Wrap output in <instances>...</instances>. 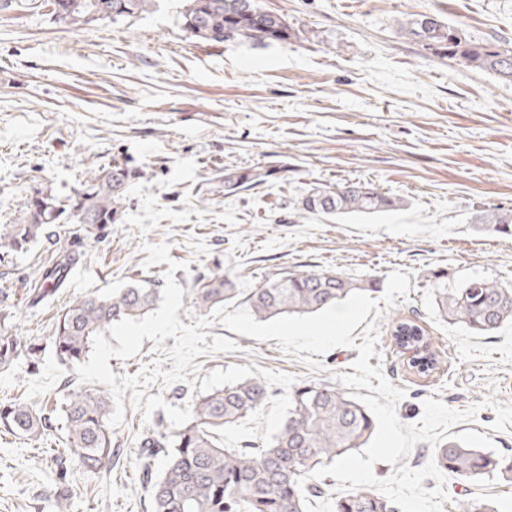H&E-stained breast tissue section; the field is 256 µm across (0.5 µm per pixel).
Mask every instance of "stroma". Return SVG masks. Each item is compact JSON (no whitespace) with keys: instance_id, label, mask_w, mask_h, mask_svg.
<instances>
[{"instance_id":"1","label":"stroma","mask_w":512,"mask_h":512,"mask_svg":"<svg viewBox=\"0 0 512 512\" xmlns=\"http://www.w3.org/2000/svg\"><path fill=\"white\" fill-rule=\"evenodd\" d=\"M300 31L291 44L238 40L209 45L183 25V0H156L149 12L81 30L55 22L48 7L14 0L0 10V225L20 224L37 193L74 194L89 166L124 163L159 206L192 208L183 222L161 220L148 233L118 221L104 234L67 219L52 236L20 252L0 251V303L22 345L41 347L40 368L26 359L0 372V404L24 397L47 404L57 425L34 445L0 426V512H50L60 492L70 512H150L141 485L140 442L170 431L164 410L143 418L125 402V423L113 429L117 455L97 474L67 470L55 448L65 442L59 412L77 386L73 366L56 357L51 336L72 300L103 295L137 281L164 287L167 264L144 267L141 241L166 242L179 262L184 290L179 320L194 324V290L223 269L243 306L252 288L274 273L338 270L386 281L399 270L410 290L395 312L420 322L446 356L423 377L390 348L381 317L371 366L406 392L396 414L418 423L426 399L466 412L453 433L487 436L495 455L512 460V427L496 430L487 397L512 404V324L479 335L444 320L433 272L457 288L472 279L512 282V237L483 229L480 216L512 210V82L466 70L427 54L403 36L396 20L435 13L474 40L512 41V0H260ZM265 170L250 189L224 188V172ZM370 183L400 207L370 215H311L301 199L317 186ZM68 255L73 264L49 302L33 303L34 273ZM209 335L239 349L196 357L195 384L152 385L181 408L194 397L246 377L268 384L259 412L225 432L226 447L264 445L288 413L293 387L335 384L359 352L338 346L320 369L213 323ZM512 502V481L496 474L444 485L443 512L461 493Z\"/></svg>"}]
</instances>
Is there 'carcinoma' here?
<instances>
[{
	"label": "carcinoma",
	"instance_id": "carcinoma-1",
	"mask_svg": "<svg viewBox=\"0 0 512 512\" xmlns=\"http://www.w3.org/2000/svg\"><path fill=\"white\" fill-rule=\"evenodd\" d=\"M155 0H53L58 22L83 29L104 21L117 23L148 11ZM184 27L203 42L223 44L243 39L290 44L299 32L281 16L262 8L257 0H184ZM399 30L419 43L428 54L447 59L464 69H479L512 81V43L506 39L471 40L462 29L436 14H412L398 22ZM255 170L224 173V187L244 188L259 181ZM138 172L114 163L89 172L82 188L64 201L51 194L28 201L23 224L0 226V248L21 250L47 234L49 225L69 213L96 231L112 224L122 212L130 183ZM395 201L365 183H346L331 189L315 188L301 201V210L323 216L374 214L387 211ZM479 221L488 231L512 235V211L492 210ZM71 260L60 257L38 271L46 288L43 301L67 278ZM378 282L354 280L339 272H282L265 279L246 297L253 316L269 320L283 314H312L342 301L354 292L374 291ZM436 303L452 323L486 334L512 321V287L474 279L460 288L437 282ZM237 297L233 282L220 268L196 289L195 309L204 314ZM159 289L147 281L120 288L105 296L74 299L59 316L51 342L57 358L75 364L90 351L95 335L105 333L117 321L138 318L153 308ZM0 316V371L10 369L23 356L30 370L39 365L40 348L22 349L20 340ZM391 346L406 358L408 366L428 376L443 363L419 322L395 317L389 324ZM268 401L266 382L249 377L214 389L196 398L191 418L169 432L144 437L147 460L143 474L151 499V512H306L308 500L325 493L313 473L337 458L362 448L375 430L369 412L341 389L302 383L290 393L288 415L278 433L263 448H226L224 430L261 410ZM67 448L61 454L86 473L112 464L110 399L104 392L76 387L61 406ZM0 424L18 437L42 439L52 430L50 416L31 403L16 399L0 408ZM163 460L161 475L153 476L149 460ZM434 463L474 483L495 472L512 474V463L450 440L435 449ZM334 512H398L386 496L370 488L356 489L335 501ZM456 512H501L499 506L467 497L456 500Z\"/></svg>",
	"mask_w": 512,
	"mask_h": 512
}]
</instances>
